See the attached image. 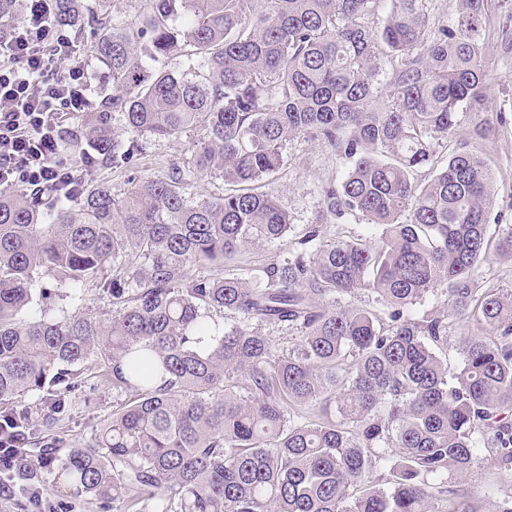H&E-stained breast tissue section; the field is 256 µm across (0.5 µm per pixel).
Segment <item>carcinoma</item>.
<instances>
[{
    "instance_id": "cac0c4a2",
    "label": "carcinoma",
    "mask_w": 512,
    "mask_h": 512,
    "mask_svg": "<svg viewBox=\"0 0 512 512\" xmlns=\"http://www.w3.org/2000/svg\"><path fill=\"white\" fill-rule=\"evenodd\" d=\"M96 2H52L112 83L63 129L69 151L128 169L148 137L197 138L186 164L121 195L105 181L68 200L0 188V448L32 445L5 487L38 491L48 449L64 444L50 432L93 366L133 399L60 459L76 498L124 512H474L462 486L428 478L470 475L482 446L512 470V292L475 288L492 252L512 258V230L491 241L478 152L435 160L461 117H480L475 137L490 125L487 0H458L451 21L430 19L425 0H144L129 22ZM17 16V0H0V34ZM116 112L135 136L114 131ZM308 133L348 164L326 214H361L377 234L253 268L241 257L291 224L252 186ZM426 166L432 177L414 181ZM213 175L234 189L186 196ZM91 281L120 309L51 308ZM441 284L453 314L483 326L460 339L453 372L448 318L417 309ZM358 289L380 308L340 303ZM226 311L242 323L224 325ZM266 325L294 341L275 346ZM376 458L390 462L385 487Z\"/></svg>"
}]
</instances>
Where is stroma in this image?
I'll list each match as a JSON object with an SVG mask.
<instances>
[{
  "instance_id": "1",
  "label": "stroma",
  "mask_w": 512,
  "mask_h": 512,
  "mask_svg": "<svg viewBox=\"0 0 512 512\" xmlns=\"http://www.w3.org/2000/svg\"><path fill=\"white\" fill-rule=\"evenodd\" d=\"M488 35L485 39L484 61L490 89L489 109L503 113L504 122H491L483 136L469 140V148L485 158L494 182V203L488 214L490 231L512 226V18H506L498 0L488 3ZM187 139L177 141L148 139L147 152L132 171L113 169L99 164L90 179L111 182L113 190L126 189L130 178L162 177L172 165L183 164L188 155ZM286 163L270 186L287 210L292 230L288 237L272 245L251 249L248 263L261 267L275 260L291 258L299 249L300 238L311 225L324 227L323 240L371 237L375 229L359 215L334 219L323 211L322 189L339 185L346 170V161L339 159L333 148L323 141L301 136L290 141ZM127 393L112 390L98 379L71 395L68 412L58 431L69 444L90 440L101 421L113 409L127 402ZM45 492L40 506H33L28 494L20 488L0 492V512H101L97 503L71 497L60 484L53 470L41 472ZM463 487L477 512H495L503 498L512 496V472L501 470L486 449L477 452V463Z\"/></svg>"
}]
</instances>
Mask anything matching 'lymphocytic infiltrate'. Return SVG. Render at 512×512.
Listing matches in <instances>:
<instances>
[{
  "instance_id": "lymphocytic-infiltrate-1",
  "label": "lymphocytic infiltrate",
  "mask_w": 512,
  "mask_h": 512,
  "mask_svg": "<svg viewBox=\"0 0 512 512\" xmlns=\"http://www.w3.org/2000/svg\"><path fill=\"white\" fill-rule=\"evenodd\" d=\"M23 18L0 38V187L50 186L73 195L85 169L61 159L65 116L91 106L87 65L52 20L49 0H25Z\"/></svg>"
}]
</instances>
